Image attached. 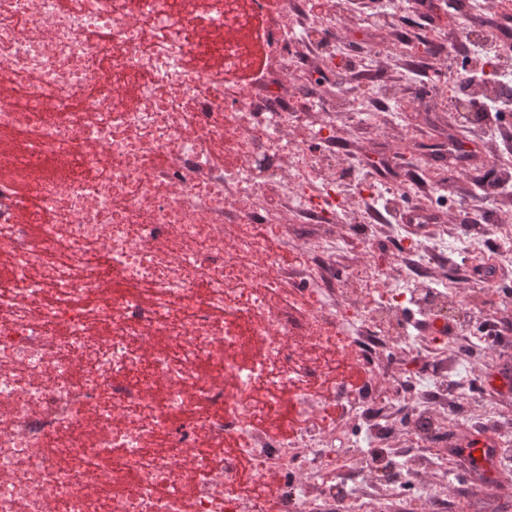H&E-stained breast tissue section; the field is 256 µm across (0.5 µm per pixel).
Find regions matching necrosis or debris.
<instances>
[{"mask_svg": "<svg viewBox=\"0 0 512 512\" xmlns=\"http://www.w3.org/2000/svg\"><path fill=\"white\" fill-rule=\"evenodd\" d=\"M381 3L345 30L341 0H0V133L27 144L0 153V512H459L448 376L406 384L391 358L428 356L408 306L464 328L495 305L512 219L377 239L384 210L426 186L419 158L337 204L360 178L337 116L381 139L421 101L416 76L393 97L371 66L405 50L384 26L410 23L411 0ZM448 22L486 73L448 106L496 127L512 0H466ZM354 35L366 56L345 53ZM316 54L364 92L336 95ZM455 248L480 276L430 280ZM342 365L364 370L359 390L324 386ZM245 461L276 507L240 493Z\"/></svg>", "mask_w": 512, "mask_h": 512, "instance_id": "1", "label": "necrosis or debris"}]
</instances>
